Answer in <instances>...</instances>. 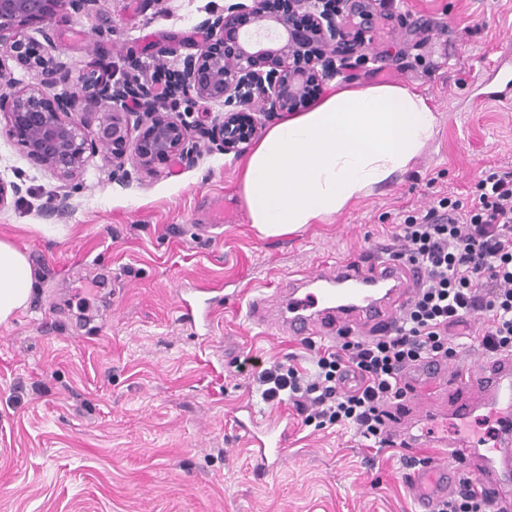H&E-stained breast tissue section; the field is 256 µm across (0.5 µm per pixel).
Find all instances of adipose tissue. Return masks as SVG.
I'll list each match as a JSON object with an SVG mask.
<instances>
[{
  "label": "adipose tissue",
  "instance_id": "ef3b65f1",
  "mask_svg": "<svg viewBox=\"0 0 512 512\" xmlns=\"http://www.w3.org/2000/svg\"><path fill=\"white\" fill-rule=\"evenodd\" d=\"M438 124L421 95L397 84L341 86L309 110L281 116L242 167L251 224L272 237L330 222L410 171ZM34 282L27 254L0 239V324L28 306Z\"/></svg>",
  "mask_w": 512,
  "mask_h": 512
}]
</instances>
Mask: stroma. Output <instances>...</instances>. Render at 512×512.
<instances>
[{"mask_svg": "<svg viewBox=\"0 0 512 512\" xmlns=\"http://www.w3.org/2000/svg\"><path fill=\"white\" fill-rule=\"evenodd\" d=\"M224 0H96L33 21L31 43L68 73L50 99L79 97L93 68L148 84L194 53ZM374 41L381 59L322 83L400 84L439 115L414 167L367 190L328 224L263 238L239 186L252 149L174 161L121 182L90 158L60 181L0 123V179L21 192L0 209V238L38 272L32 304L0 325V512H416L401 448L353 429L303 425L261 400L251 369L310 367L315 340L250 323L256 290L277 297L318 264L356 260L392 227L512 168V0H395ZM208 320L187 324L180 300ZM419 382L402 427L451 401ZM293 425L286 464L259 471L233 417L240 408Z\"/></svg>", "mask_w": 512, "mask_h": 512, "instance_id": "stroma-1", "label": "stroma"}]
</instances>
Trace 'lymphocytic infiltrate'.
<instances>
[{"label":"lymphocytic infiltrate","instance_id":"obj_1","mask_svg":"<svg viewBox=\"0 0 512 512\" xmlns=\"http://www.w3.org/2000/svg\"><path fill=\"white\" fill-rule=\"evenodd\" d=\"M382 254L418 270L399 324L325 349L313 369L278 364L257 376L261 397L291 405L304 425L353 428L393 445L391 408L413 387L407 372L454 355L449 337L474 328L486 358L512 353V170L481 179L469 203L449 198L396 225ZM475 477L461 476L437 512H491Z\"/></svg>","mask_w":512,"mask_h":512}]
</instances>
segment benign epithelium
<instances>
[{"label": "benign epithelium", "mask_w": 512, "mask_h": 512, "mask_svg": "<svg viewBox=\"0 0 512 512\" xmlns=\"http://www.w3.org/2000/svg\"><path fill=\"white\" fill-rule=\"evenodd\" d=\"M393 0H290L295 10L310 17V37L321 51L295 63L300 49L291 17L271 15L264 0H229L223 12L201 23L208 38L232 44L236 52L224 59L203 46L183 59L182 67L162 80L167 101L159 106L155 86L117 79L104 70L86 85L82 98L67 100L62 110L41 107L46 88L66 81V74L38 61L43 75L36 85L22 86L0 66V117L10 135L50 171L71 180L83 174L85 153L112 155L118 176L130 181L152 173L157 163L183 161L197 151L194 129L173 108L188 95L227 107L200 131L215 150L232 153L281 112L306 108L308 89L343 73L337 65L348 48L362 63L376 62L379 52L370 35L378 14ZM47 0H0V58H26L25 25L46 16ZM93 112L87 124L66 112ZM143 123L142 136L133 139L134 125Z\"/></svg>", "instance_id": "benign-epithelium-1"}]
</instances>
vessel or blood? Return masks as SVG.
Listing matches in <instances>:
<instances>
[{"mask_svg":"<svg viewBox=\"0 0 512 512\" xmlns=\"http://www.w3.org/2000/svg\"><path fill=\"white\" fill-rule=\"evenodd\" d=\"M412 275L402 265L384 258L372 262L334 268L319 266L289 281L280 290L277 304L257 295L247 304L246 316L259 325L276 320L289 335L325 337L330 323L342 320L348 327L374 321L396 325L399 311L409 297ZM447 379L450 388L470 391L475 401L454 413L433 414L432 430L446 458L416 472L411 489L419 512H434L439 499L448 495L462 473L476 477L495 504L512 507V354L482 361L464 370L448 371L444 362L426 361L408 374L409 382L418 379ZM484 411L502 421L506 431L486 444L470 437H449L448 428L462 425L475 413ZM238 426L249 437L256 467L272 471L288 458L292 436L288 421L260 419L248 413Z\"/></svg>","mask_w":512,"mask_h":512,"instance_id":"obj_1","label":"vessel or blood"}]
</instances>
